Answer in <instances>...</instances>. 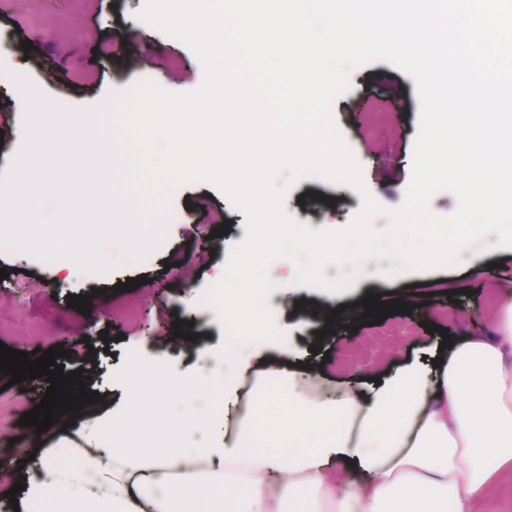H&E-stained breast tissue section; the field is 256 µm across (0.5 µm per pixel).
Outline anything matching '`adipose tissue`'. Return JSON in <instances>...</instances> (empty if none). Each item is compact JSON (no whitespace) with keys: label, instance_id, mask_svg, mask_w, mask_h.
Masks as SVG:
<instances>
[{"label":"adipose tissue","instance_id":"ef3b65f1","mask_svg":"<svg viewBox=\"0 0 512 512\" xmlns=\"http://www.w3.org/2000/svg\"><path fill=\"white\" fill-rule=\"evenodd\" d=\"M229 344H248L230 374L202 384L176 370L178 389L205 390L206 419L187 416L190 431L210 433L206 448L141 450L143 405L157 386L134 374L136 399L111 447L88 454L71 491L50 512H479L500 474L512 470V297L494 316L492 332L454 341L441 366L401 365L363 392L343 387L338 398L309 395L321 374L289 364L288 351L269 353L272 335L260 327L267 311L258 295L224 297ZM258 376L259 400L240 411L228 434L225 403L239 378ZM286 474L274 485L272 474Z\"/></svg>","mask_w":512,"mask_h":512}]
</instances>
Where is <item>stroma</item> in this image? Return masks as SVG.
<instances>
[{
    "mask_svg": "<svg viewBox=\"0 0 512 512\" xmlns=\"http://www.w3.org/2000/svg\"><path fill=\"white\" fill-rule=\"evenodd\" d=\"M145 5L146 0H0V63L17 64L50 99L74 110L95 109L139 79L175 94L197 90L204 80L202 61L187 43L142 20ZM27 40L33 44L28 51L22 47ZM50 68L57 73L52 80L46 76ZM24 101L19 88L1 76L0 164H12L25 141ZM332 114L362 166L366 189L384 207H400L419 127L414 80L384 61L357 68ZM360 206L352 188L317 178L300 180L283 202L286 213L314 230L345 227ZM223 222L224 234L218 231ZM245 236L244 213L217 188L199 183L174 191L172 220L157 248L139 258L123 257L103 272L0 243V268L10 271L0 281V342L26 352L62 345L72 352L64 372L84 369L88 389L100 395L72 415L71 426L59 421L23 441L28 449H51L52 493L64 491L65 476L81 468L83 449L111 440L108 426L121 422L130 401L132 367L223 378L224 327L204 295L222 278L230 250ZM473 264L485 266L482 277L470 275ZM136 277L141 280L136 289L115 292V285ZM372 294L412 309L355 327L364 311L361 299ZM70 295L86 296L90 314L69 308ZM510 295L512 248L481 254L469 249L457 266L407 272L375 285L359 279L336 295L303 286L273 291L268 302L280 312L268 316L264 327L301 361L322 369L333 387L355 367L367 377L404 359L431 364L442 338L427 333L425 323L454 338L482 336L491 331L492 312ZM128 307L135 308V318L126 317ZM328 308L339 312L330 334L320 317ZM178 319L190 323L198 342L157 337L158 329ZM154 403L163 422L159 436L166 442L175 441L174 427L185 411L203 414L210 408L200 392L176 397L162 390Z\"/></svg>",
    "mask_w": 512,
    "mask_h": 512,
    "instance_id": "35a3bbf8",
    "label": "stroma"
}]
</instances>
